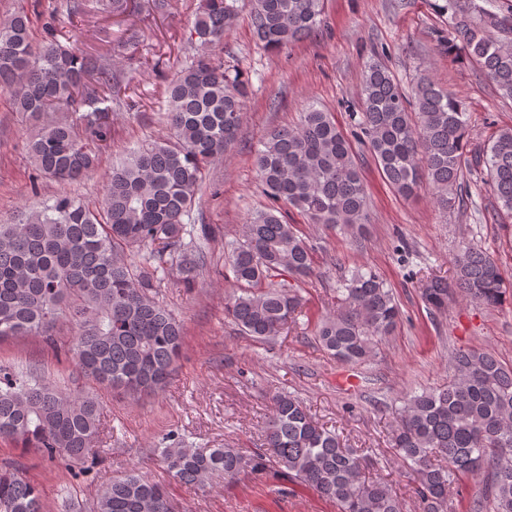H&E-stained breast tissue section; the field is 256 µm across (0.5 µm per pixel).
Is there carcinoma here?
Listing matches in <instances>:
<instances>
[{
  "label": "carcinoma",
  "instance_id": "obj_1",
  "mask_svg": "<svg viewBox=\"0 0 512 512\" xmlns=\"http://www.w3.org/2000/svg\"><path fill=\"white\" fill-rule=\"evenodd\" d=\"M238 0H202L189 41L200 53L168 86V134L131 152L108 174L91 206L71 195L18 224H0V340L41 336L69 356L80 375L130 394L159 393L174 372L183 325L153 296L170 273L190 285L204 265L206 227L186 222L203 188L207 164L237 139L250 82L208 48L235 24ZM257 40L270 52L316 33L324 0H249ZM450 18L448 53L476 64L499 94L512 99V0L487 9L477 0H441ZM33 18L19 7L0 20V92L15 110L41 119L85 108L79 120L42 124L25 142L38 175L75 182L92 174L97 151L112 136V105L128 83L99 56L76 46L74 30L54 23L33 44ZM357 128L385 182L399 196L428 186L438 207H464L468 173L487 176L499 210L512 216V128L498 131L469 167L468 114L434 79L406 93L388 66H365ZM256 164L270 204L254 212L243 239L224 251V314L253 341L269 342L295 324L306 299L299 283L313 274L312 248L288 222L286 207L313 224L357 232L368 221V193L348 141L331 113L313 105L298 123L260 142ZM136 251L139 262H128ZM455 286L487 306L512 298L490 254L462 245L454 258ZM448 280L431 278L425 303L448 305ZM400 308L376 273L358 268L336 288V310L318 318L315 336L327 353L357 365L391 335ZM453 378L410 395L394 417L393 449L413 473L419 512H449L454 485L483 476L489 512H512V366L483 348L457 350ZM100 406L79 388L59 390L0 364V441L38 448L66 465L69 484L96 476L102 456ZM158 465L168 478L202 487L215 475L285 477L336 503L338 512H402L381 477L363 475L362 458L319 424L288 392L272 397L264 445L189 448L177 433L164 437ZM0 512H43L42 492L15 462L0 465ZM92 512H174L167 484L133 468L103 486Z\"/></svg>",
  "mask_w": 512,
  "mask_h": 512
}]
</instances>
